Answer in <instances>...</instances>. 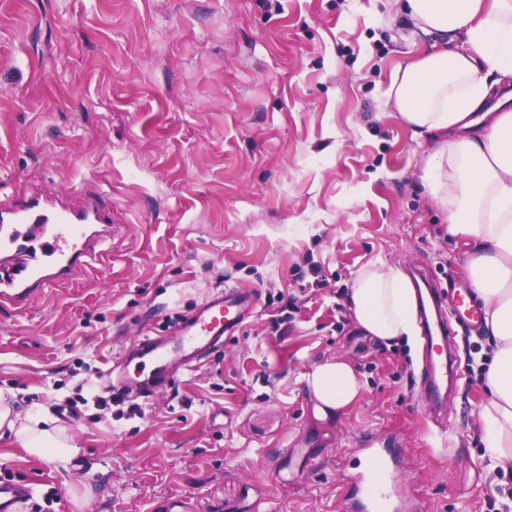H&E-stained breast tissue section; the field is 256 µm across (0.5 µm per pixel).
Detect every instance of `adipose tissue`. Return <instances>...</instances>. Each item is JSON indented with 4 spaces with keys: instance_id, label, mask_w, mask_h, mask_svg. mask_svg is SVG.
<instances>
[{
    "instance_id": "obj_1",
    "label": "adipose tissue",
    "mask_w": 512,
    "mask_h": 512,
    "mask_svg": "<svg viewBox=\"0 0 512 512\" xmlns=\"http://www.w3.org/2000/svg\"><path fill=\"white\" fill-rule=\"evenodd\" d=\"M389 3L430 43L395 72L385 95L417 137L434 141L421 180L446 214L449 235L467 248L470 286L495 341L486 369L491 398L479 408L489 467L512 468V110L488 104L495 87L512 83V0ZM350 297L365 334L417 343L415 290L399 268L372 263ZM305 382L324 415L346 409L362 390L354 367L339 358L313 366ZM2 429L49 463L76 452L49 406L18 411L11 391L0 390Z\"/></svg>"
}]
</instances>
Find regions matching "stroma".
I'll list each match as a JSON object with an SVG mask.
<instances>
[{
  "instance_id": "35a3bbf8",
  "label": "stroma",
  "mask_w": 512,
  "mask_h": 512,
  "mask_svg": "<svg viewBox=\"0 0 512 512\" xmlns=\"http://www.w3.org/2000/svg\"><path fill=\"white\" fill-rule=\"evenodd\" d=\"M428 45L386 0H0V200L39 189L112 204L83 282L0 307V389L17 409L107 387L131 347L224 287L256 291L235 340L141 398L144 414L61 413L79 457L50 464L0 435V478L47 512H347L367 444L392 442L416 512H486L483 380L420 398L422 347L356 325L350 290L386 261L438 287L465 247L418 173L383 91ZM295 297L286 328L267 295ZM340 357L363 388L318 418L304 375Z\"/></svg>"
}]
</instances>
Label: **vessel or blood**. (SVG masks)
<instances>
[{
  "instance_id": "b4317fda",
  "label": "vessel or blood",
  "mask_w": 512,
  "mask_h": 512,
  "mask_svg": "<svg viewBox=\"0 0 512 512\" xmlns=\"http://www.w3.org/2000/svg\"><path fill=\"white\" fill-rule=\"evenodd\" d=\"M111 222V211L95 195L72 201L31 190L0 203V303L22 308L50 288L83 279L92 261L101 256V229ZM429 303L434 315L423 323L422 393L431 406L439 408L445 402L448 379L456 374L453 329L477 328L482 312L463 285L448 292L430 290ZM256 305L254 292L227 287L180 318L172 331L141 336L133 356L150 372L138 381L123 378L122 387L135 384L140 391L150 392L179 372L199 367L223 349ZM393 458L389 445L372 452L367 475L351 489L354 512H396L403 495ZM28 494L27 485L1 483L0 512H17Z\"/></svg>"
}]
</instances>
